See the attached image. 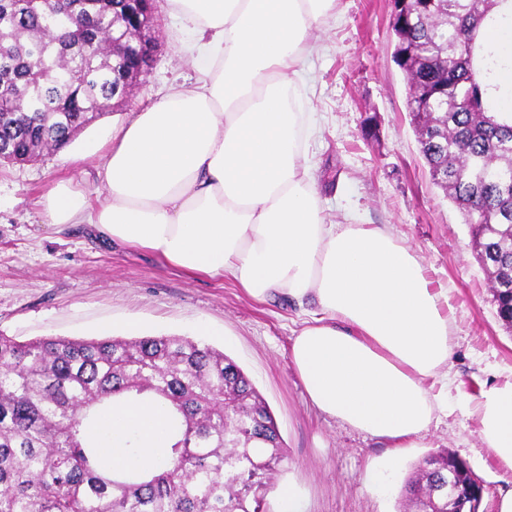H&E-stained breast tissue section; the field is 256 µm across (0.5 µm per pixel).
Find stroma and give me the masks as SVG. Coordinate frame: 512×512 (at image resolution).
Masks as SVG:
<instances>
[{
	"label": "stroma",
	"instance_id": "1",
	"mask_svg": "<svg viewBox=\"0 0 512 512\" xmlns=\"http://www.w3.org/2000/svg\"><path fill=\"white\" fill-rule=\"evenodd\" d=\"M391 11V0H334L303 59L299 95L327 223L387 225L424 259L434 287L448 291L454 384L447 414L427 434L393 450L313 407L290 356L298 307L283 296L260 302L233 280L185 272L150 250L112 243L93 225L45 223L39 200L56 181L98 185L99 159L70 149L0 163V334L99 339L108 327L116 337L192 339L206 326L204 344L244 370L277 421L288 455L277 482L294 486L298 512H399L414 466L443 449L483 483L480 512H498L512 485L480 440L474 403L482 390L512 382V332L496 315L463 215L419 153ZM155 14L161 31L149 72L90 132L122 123L193 77L167 0H155Z\"/></svg>",
	"mask_w": 512,
	"mask_h": 512
}]
</instances>
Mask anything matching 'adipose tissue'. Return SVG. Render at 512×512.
<instances>
[{
	"instance_id": "1",
	"label": "adipose tissue",
	"mask_w": 512,
	"mask_h": 512,
	"mask_svg": "<svg viewBox=\"0 0 512 512\" xmlns=\"http://www.w3.org/2000/svg\"><path fill=\"white\" fill-rule=\"evenodd\" d=\"M329 2L168 0L187 32L181 50L193 79L86 139L82 157L103 160L100 202L58 183L43 198L44 221L95 224L179 269L304 306L291 360L310 403L399 448L448 408V292L388 227L325 221L306 161L307 116L295 103ZM476 41L508 59L493 82L512 110V23L480 27ZM476 412L482 442L512 471V382L484 391ZM106 422L114 465L124 462L130 424L140 428L143 460L155 461L160 410L116 407Z\"/></svg>"
}]
</instances>
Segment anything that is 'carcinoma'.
Wrapping results in <instances>:
<instances>
[{"label":"carcinoma","instance_id":"obj_1","mask_svg":"<svg viewBox=\"0 0 512 512\" xmlns=\"http://www.w3.org/2000/svg\"><path fill=\"white\" fill-rule=\"evenodd\" d=\"M504 4L512 14V0H400L393 32L419 152L469 225L497 317L512 329V112L482 79L499 59L476 45L477 27ZM117 14L124 0H0L1 162L66 146L121 96ZM114 400L167 410L160 464L145 466L132 436L125 464L112 467L95 423ZM284 459L268 405L208 345L176 335L0 336V512H266ZM450 462L473 481L466 462L430 454L402 506L446 512Z\"/></svg>","mask_w":512,"mask_h":512}]
</instances>
